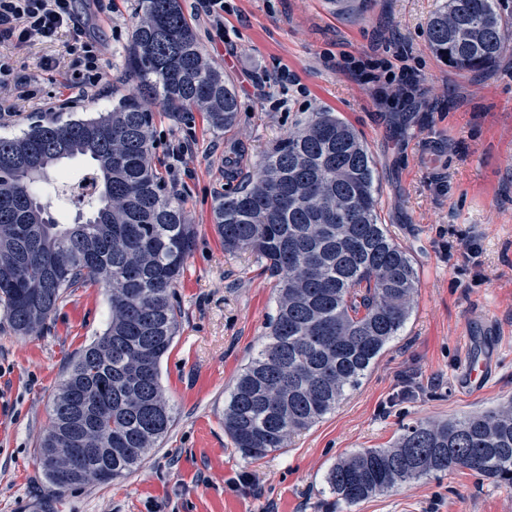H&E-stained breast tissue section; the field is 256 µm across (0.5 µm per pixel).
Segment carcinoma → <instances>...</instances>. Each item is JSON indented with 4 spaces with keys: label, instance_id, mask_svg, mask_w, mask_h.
Returning a JSON list of instances; mask_svg holds the SVG:
<instances>
[{
    "label": "carcinoma",
    "instance_id": "cac0c4a2",
    "mask_svg": "<svg viewBox=\"0 0 512 512\" xmlns=\"http://www.w3.org/2000/svg\"><path fill=\"white\" fill-rule=\"evenodd\" d=\"M427 37L449 67L483 72L512 46V16L500 0H447ZM127 63L134 92L112 109L36 116L21 135L0 137V306L12 330L37 332L70 288L99 284L109 293L107 328L59 385L38 445L39 462L96 449L68 470L40 465L58 494L65 481L109 483L134 472L173 422L160 364L175 338L173 288L193 231L154 164L151 105L204 112L216 130L234 126L240 112L180 0H142ZM77 156L92 166L82 211L69 222L40 184L60 179V164ZM375 182L376 161L354 128L315 112L213 209L224 251L252 252L276 280L266 342L224 405V433L246 456L288 447L333 411L410 318L417 272L379 223ZM460 468L512 486V398L408 425L392 446L338 461L326 483L356 504Z\"/></svg>",
    "mask_w": 512,
    "mask_h": 512
}]
</instances>
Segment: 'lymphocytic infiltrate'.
<instances>
[{
    "label": "lymphocytic infiltrate",
    "mask_w": 512,
    "mask_h": 512,
    "mask_svg": "<svg viewBox=\"0 0 512 512\" xmlns=\"http://www.w3.org/2000/svg\"><path fill=\"white\" fill-rule=\"evenodd\" d=\"M65 29L74 33L65 45L72 60V72L65 81L67 97L42 98L36 79L19 74L11 57L0 53V121L11 120L23 104L37 98L51 110L73 106L96 90L103 74V45L80 25L78 0H0V43L21 46L36 40L52 41ZM345 66L372 84L381 100L410 96L416 91L407 68H394L387 58L351 57Z\"/></svg>",
    "instance_id": "obj_1"
}]
</instances>
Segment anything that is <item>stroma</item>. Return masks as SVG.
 <instances>
[{
  "label": "stroma",
  "mask_w": 512,
  "mask_h": 512,
  "mask_svg": "<svg viewBox=\"0 0 512 512\" xmlns=\"http://www.w3.org/2000/svg\"><path fill=\"white\" fill-rule=\"evenodd\" d=\"M443 0H224V28L181 0L196 40L236 86L237 125L213 130L201 112L155 105L154 161L173 148L194 154L179 189L192 245L175 288L178 328L160 378L173 423L158 448L126 478L55 494L37 464L48 410L71 362L109 318L97 285L70 289L44 328L16 335L0 316V512H512V487L459 469L347 504L324 481L352 452L384 448L401 428L481 411L512 397V52L493 70L460 72L439 61L426 28ZM138 0L111 14L82 12L106 43V85L75 109H110L132 85L127 49ZM406 52L415 98L377 101L342 67L343 56ZM18 70L44 95L64 91L71 59L63 41L9 43ZM353 126L376 161L379 219L411 256L419 278L411 316L360 387L288 448L254 459L224 432V400L265 341L275 280L264 260L225 253L212 220L217 196L239 186L289 130L315 112ZM476 236L481 273L448 243ZM488 355L483 391L460 379L466 349ZM427 383L405 393L402 377Z\"/></svg>",
  "instance_id": "obj_1"
}]
</instances>
